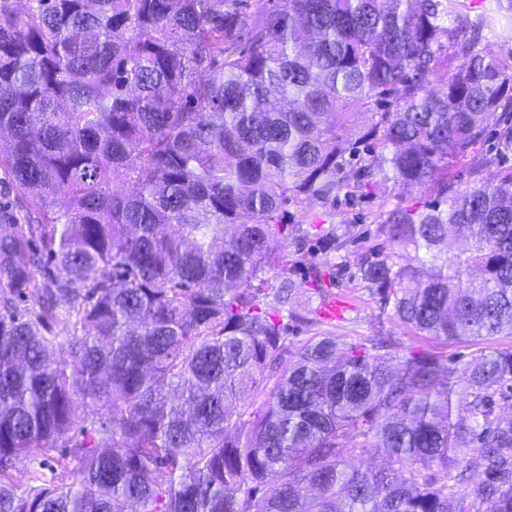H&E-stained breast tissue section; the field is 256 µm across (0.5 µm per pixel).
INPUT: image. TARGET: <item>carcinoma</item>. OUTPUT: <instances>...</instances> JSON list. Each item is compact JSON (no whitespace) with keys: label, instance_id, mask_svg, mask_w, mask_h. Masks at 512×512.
I'll use <instances>...</instances> for the list:
<instances>
[{"label":"carcinoma","instance_id":"carcinoma-1","mask_svg":"<svg viewBox=\"0 0 512 512\" xmlns=\"http://www.w3.org/2000/svg\"><path fill=\"white\" fill-rule=\"evenodd\" d=\"M28 2L0 0V167L31 201L0 230V512H512V347L341 344L294 308L340 267L270 249H345L288 203L394 181L429 201L381 204L363 288L423 339H512V53L479 38L512 39V0ZM80 400L104 413L76 430ZM31 453L60 472L20 493ZM71 322L67 317L59 316L47 325V336L53 338L61 358H68V338L71 336Z\"/></svg>","mask_w":512,"mask_h":512}]
</instances>
